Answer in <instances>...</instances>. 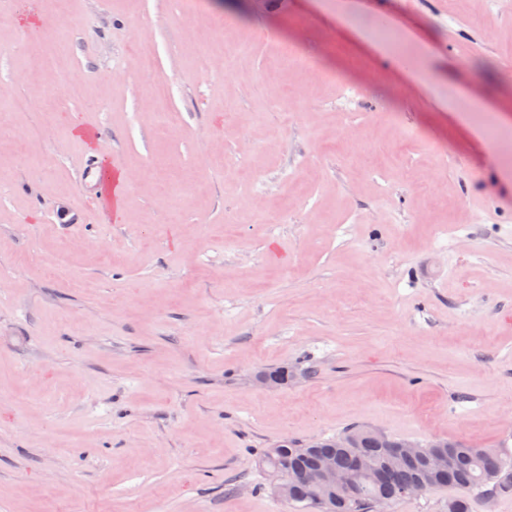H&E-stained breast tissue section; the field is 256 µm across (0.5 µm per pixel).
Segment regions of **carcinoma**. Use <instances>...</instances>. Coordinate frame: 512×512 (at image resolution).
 I'll return each mask as SVG.
<instances>
[{
    "label": "carcinoma",
    "instance_id": "obj_1",
    "mask_svg": "<svg viewBox=\"0 0 512 512\" xmlns=\"http://www.w3.org/2000/svg\"><path fill=\"white\" fill-rule=\"evenodd\" d=\"M349 436L353 443L347 448H307L296 441H281L263 452L260 464L291 478L288 503L299 512H370L376 500L395 504L405 499L404 490L414 486L424 493L460 488L487 500L512 495V459L503 451L468 448L462 442L452 441L450 445L458 460L455 469L446 474L430 471L423 459L389 464L393 447L400 443L393 436L379 437L363 425L349 429ZM326 455L334 457L340 469L353 475L357 483L354 497L335 494L309 482L315 461ZM361 457L379 469L375 480L358 476Z\"/></svg>",
    "mask_w": 512,
    "mask_h": 512
}]
</instances>
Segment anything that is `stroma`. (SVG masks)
<instances>
[{
  "label": "stroma",
  "mask_w": 512,
  "mask_h": 512,
  "mask_svg": "<svg viewBox=\"0 0 512 512\" xmlns=\"http://www.w3.org/2000/svg\"><path fill=\"white\" fill-rule=\"evenodd\" d=\"M21 7L0 0V512H296L261 450L359 424L512 451V0ZM91 156L127 172V219L83 195Z\"/></svg>",
  "instance_id": "35a3bbf8"
}]
</instances>
